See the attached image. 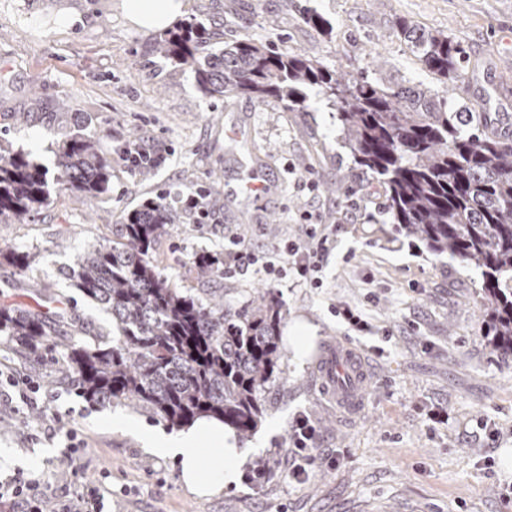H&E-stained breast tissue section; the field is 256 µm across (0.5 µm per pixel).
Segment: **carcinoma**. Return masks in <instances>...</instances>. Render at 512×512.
I'll return each mask as SVG.
<instances>
[{"mask_svg": "<svg viewBox=\"0 0 512 512\" xmlns=\"http://www.w3.org/2000/svg\"><path fill=\"white\" fill-rule=\"evenodd\" d=\"M397 28L437 80L462 75L464 51L448 35L405 20ZM158 49L192 67L210 97L272 99L295 112L308 107L307 90L318 88L336 106L342 147L385 185L391 223L432 255L480 273L489 344L512 353V133L493 131L487 113L455 109L429 88L347 78L301 52L247 39L215 52L207 28L192 20L161 35ZM111 177L112 161L91 134L64 137L51 179L27 153L0 145V215L22 224L47 202L49 185L94 198L109 191ZM185 195L179 209L165 194L145 201L125 215L112 241L88 244L63 271L112 315L116 334L51 344L54 329L41 308L64 310L68 298L41 288L35 310L0 304V342L16 344L32 372L48 360L66 365L94 406H145L171 427L217 418L246 439L280 373V305L271 288L239 305L216 295L204 300L158 272V245L187 217L203 223L221 191L211 185ZM0 260L22 277L30 270L16 249H0ZM192 263L204 280L224 274L209 255Z\"/></svg>", "mask_w": 512, "mask_h": 512, "instance_id": "1", "label": "carcinoma"}]
</instances>
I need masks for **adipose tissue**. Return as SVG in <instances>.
Returning a JSON list of instances; mask_svg holds the SVG:
<instances>
[{"mask_svg":"<svg viewBox=\"0 0 512 512\" xmlns=\"http://www.w3.org/2000/svg\"><path fill=\"white\" fill-rule=\"evenodd\" d=\"M130 22L144 30L167 28L182 15L185 0H124ZM143 446L154 456L178 460L181 481L195 496L212 497L236 482L245 458L223 422L204 418L175 434L147 433Z\"/></svg>","mask_w":512,"mask_h":512,"instance_id":"obj_1","label":"adipose tissue"}]
</instances>
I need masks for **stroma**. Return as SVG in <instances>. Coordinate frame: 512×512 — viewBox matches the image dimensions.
<instances>
[{
  "label": "stroma",
  "instance_id": "35a3bbf8",
  "mask_svg": "<svg viewBox=\"0 0 512 512\" xmlns=\"http://www.w3.org/2000/svg\"><path fill=\"white\" fill-rule=\"evenodd\" d=\"M186 2L184 18L210 28L214 49L246 34L393 87L438 85L398 34L399 20L448 34L467 60L448 99L458 106L489 103L500 124L512 128V101L498 97L485 73L494 67L512 85V0ZM310 13L325 19V30L306 22ZM72 15L78 24L60 25ZM158 38L129 22L122 0H0V144L28 152L52 173L62 134L91 131L112 161L110 193L51 194L24 224L0 216V247L29 252L31 259L24 278L0 263V303L31 309L33 289L50 288L71 299L57 343L113 332L111 315L72 288L63 269L86 241L111 239L126 212L158 191L179 207L186 187L218 183L223 208L205 223L177 225L159 271L188 293L234 303L273 287L283 327L314 326L303 363L281 342V373L264 395L263 419L239 447L248 470L287 451L291 421L307 411L321 429V462L303 485L274 470L262 484L241 482L196 497L174 460L146 453L139 432L113 427L112 418H134L139 431L166 430L165 422L141 408L86 403L68 372L54 365L37 377L41 423L20 425L18 413L0 400V477L32 475L59 501L107 471L111 512H505L512 355L501 357L486 345L478 274L420 250L386 223L384 185L353 167L340 145L336 109L318 91L303 112L246 96L218 101L199 90L191 69L158 55ZM237 139L265 156L264 168L233 149ZM134 143L163 157L150 177L121 158ZM307 220L337 228L323 287L300 286L290 276L271 285L255 267L207 283L189 263L202 253L223 257L225 225H236L266 251ZM335 305L361 311L372 332L334 316ZM387 329L392 338H384ZM340 337L350 341L365 374L355 411L339 404L335 379L325 378L319 365L320 350ZM71 429L83 441V469L69 481L61 458ZM339 455L343 464L330 466Z\"/></svg>",
  "mask_w": 512,
  "mask_h": 512
}]
</instances>
